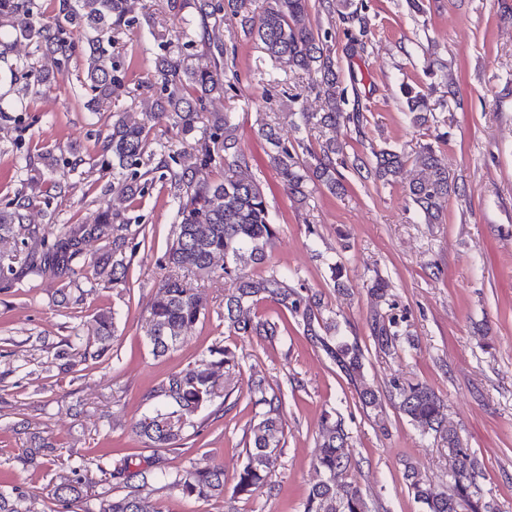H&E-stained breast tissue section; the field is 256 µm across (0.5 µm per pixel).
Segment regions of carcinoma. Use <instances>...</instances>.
<instances>
[{
  "mask_svg": "<svg viewBox=\"0 0 512 512\" xmlns=\"http://www.w3.org/2000/svg\"><path fill=\"white\" fill-rule=\"evenodd\" d=\"M310 0H166L167 8L180 15L187 5L195 15L183 17L182 35L193 47H201L210 56L211 67L195 69L181 58L161 54L155 58L153 78L142 89L149 92L142 117L128 112L109 116L108 132L102 141L98 159L91 168L112 172L122 193L135 196L154 182L153 174L168 185L171 202L176 208L173 238L159 259V266L169 270L158 284L150 304V320L146 342L156 357L177 348L185 329L198 323L208 313L203 297L187 287L177 276L186 272L197 278H208L220 270L233 284L224 296V324L243 336H260L273 340L281 335L278 321L259 318L253 313L261 301H270L286 311L302 327L303 334L319 345L338 369L357 388L364 407L380 412L383 403L377 391L366 383L363 354L359 346L337 339L336 318L327 313L315 294H304L290 284L288 277L274 268L257 274L250 265L270 263V249L276 236L271 224L268 202L262 185L250 174V156L242 147L235 114L212 112V101L233 88L236 77L224 79V56L228 49L216 36L224 17L240 18L244 34L258 41L262 52L273 64L290 71H303L314 76L311 89L324 99V111L300 113L304 124L334 129L339 125L353 127L363 133L367 118L361 107L357 87L353 98L340 87L336 60L327 39L314 32L309 19ZM325 9L339 10L344 24L346 54L354 57L364 52L362 41L369 29L365 5L352 0H321ZM151 25V16L134 14V0H0V74L25 96L31 86L53 88L64 68L77 57L82 66L80 95L88 109L99 112L112 95L128 91L126 70L113 53L115 36L134 25ZM33 41L41 52L32 60L15 53L17 42ZM400 92L411 123L419 128L435 120L427 96L410 84ZM169 121L179 130L185 143L180 152L161 151L157 164L140 171L149 150L150 124ZM260 136L269 145L268 157L288 197L298 204L306 203L316 188L322 186L335 193L343 189L338 167L347 163L364 174L391 183L414 162L415 175L407 186V195L429 224L441 219L448 198L458 189L456 178L448 171L437 146L424 144L415 159L403 151L386 146L372 157L353 156L347 161L344 145L330 137L317 145L292 144L281 137L269 123L261 125ZM20 161L32 169L39 163L53 172L59 159L50 151L36 156L26 152ZM224 167V179L214 181L200 177L214 162ZM37 195L23 191L0 207V241L26 240L36 234L27 224ZM90 239L104 241L114 260H104L94 271V280L116 286L125 281L128 265L121 256L127 248H137L128 238V224L119 212L105 210L94 222L62 224L56 231L40 238V250L20 257L15 250L0 254V278L13 273V264L24 259L28 273L39 278L47 273L62 275L74 271L84 258V245ZM376 301L368 317L370 337L375 347L392 354L401 346V330L406 314L398 313L391 299L388 282L378 276L369 288ZM115 327L112 314L98 313L88 334H74V342L83 347V357L98 360L112 348ZM211 360L202 365L187 366L167 374L154 390L159 406L152 414L135 423L134 431L150 448H175L194 427V418L204 407L214 403L218 392L217 370L239 366L233 351L225 346L209 350ZM396 405L401 413L415 422L424 435L434 434L454 451L448 470V488L436 492L414 470L404 477L414 498L424 512H495L489 502L473 499L472 488L480 473L476 456L462 447L458 432L444 419V403L427 384L420 381L395 380L391 384ZM248 392L260 396L267 406L251 429L247 460L236 477L234 492L248 495L264 484L280 454L283 435L280 417L281 398L269 394L262 377L247 382ZM349 438L340 420L325 419L320 427L315 465L323 479L309 492L304 512H370L361 489L347 480L351 468L342 448ZM56 448L46 438L25 450L22 462L37 469L54 455ZM162 460L158 457L146 467L130 471L131 461L112 464L104 458L96 460V468L104 475L123 481L129 491L120 497H102L97 512H154L143 491L161 477L169 488L199 499L224 495V467L186 469L159 474ZM86 477L77 471L63 477L51 493V512H73V506L87 497ZM26 491L16 486L0 491V512H22Z\"/></svg>",
  "mask_w": 512,
  "mask_h": 512,
  "instance_id": "cac0c4a2",
  "label": "carcinoma"
}]
</instances>
